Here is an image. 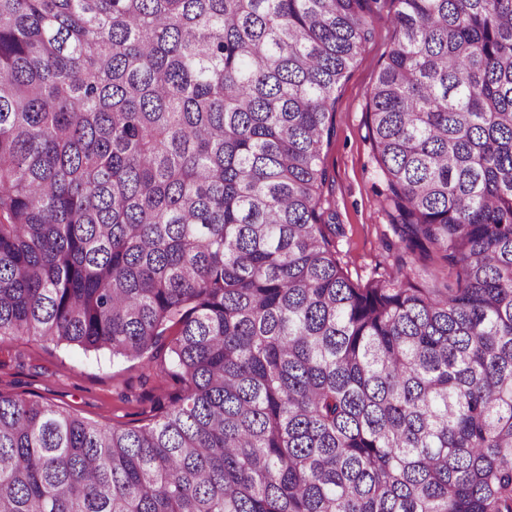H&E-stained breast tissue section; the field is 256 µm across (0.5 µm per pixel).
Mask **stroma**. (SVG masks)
I'll return each mask as SVG.
<instances>
[{
	"mask_svg": "<svg viewBox=\"0 0 512 512\" xmlns=\"http://www.w3.org/2000/svg\"><path fill=\"white\" fill-rule=\"evenodd\" d=\"M394 0H375L374 31L336 93L335 134L324 150L329 181L324 195L336 214V251L353 281L391 271L398 238L379 205L383 182L368 138V92L396 38L389 23ZM163 359H116L109 352L54 346L34 336L0 345V392L35 397L99 423L141 426L171 390Z\"/></svg>",
	"mask_w": 512,
	"mask_h": 512,
	"instance_id": "obj_1",
	"label": "stroma"
}]
</instances>
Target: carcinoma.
<instances>
[{
  "mask_svg": "<svg viewBox=\"0 0 512 512\" xmlns=\"http://www.w3.org/2000/svg\"><path fill=\"white\" fill-rule=\"evenodd\" d=\"M371 3L0 0V345L176 387L138 427L0 393V512H512V0H395L404 254L359 283L323 149Z\"/></svg>",
  "mask_w": 512,
  "mask_h": 512,
  "instance_id": "obj_1",
  "label": "carcinoma"
}]
</instances>
